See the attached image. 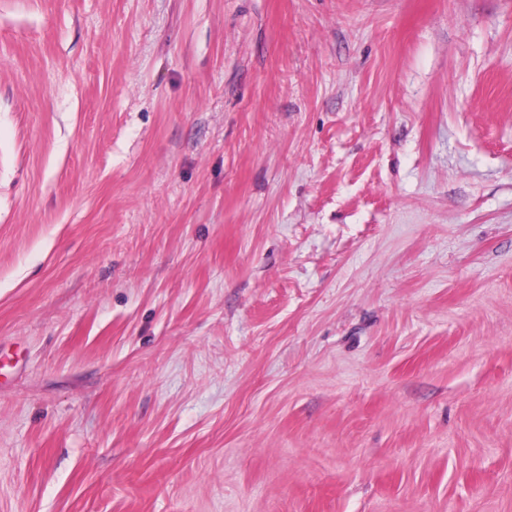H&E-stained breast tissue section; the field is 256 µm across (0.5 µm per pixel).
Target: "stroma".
Here are the masks:
<instances>
[{
	"label": "stroma",
	"mask_w": 512,
	"mask_h": 512,
	"mask_svg": "<svg viewBox=\"0 0 512 512\" xmlns=\"http://www.w3.org/2000/svg\"><path fill=\"white\" fill-rule=\"evenodd\" d=\"M0 512H512V0H0Z\"/></svg>",
	"instance_id": "stroma-1"
}]
</instances>
